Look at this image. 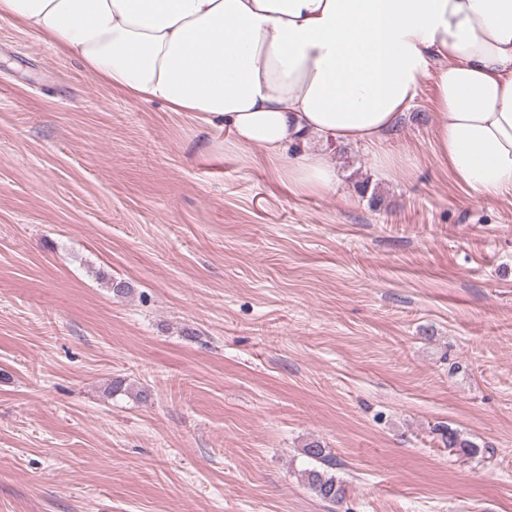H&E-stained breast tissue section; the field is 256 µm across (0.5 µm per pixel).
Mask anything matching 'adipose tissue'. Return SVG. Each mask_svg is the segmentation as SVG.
Returning <instances> with one entry per match:
<instances>
[{
	"mask_svg": "<svg viewBox=\"0 0 512 512\" xmlns=\"http://www.w3.org/2000/svg\"><path fill=\"white\" fill-rule=\"evenodd\" d=\"M112 88L263 149L295 191H335L310 140L373 147L434 83L437 156L470 198L512 194V0H0Z\"/></svg>",
	"mask_w": 512,
	"mask_h": 512,
	"instance_id": "ef3b65f1",
	"label": "adipose tissue"
}]
</instances>
